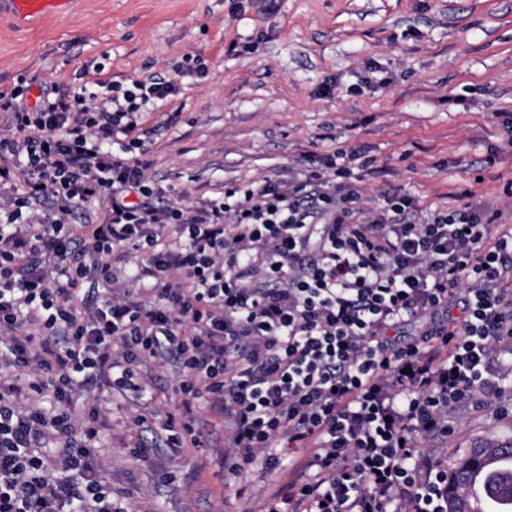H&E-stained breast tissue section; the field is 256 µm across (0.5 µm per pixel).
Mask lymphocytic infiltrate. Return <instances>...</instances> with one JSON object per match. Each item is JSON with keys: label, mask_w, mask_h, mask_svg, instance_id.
Masks as SVG:
<instances>
[{"label": "lymphocytic infiltrate", "mask_w": 512, "mask_h": 512, "mask_svg": "<svg viewBox=\"0 0 512 512\" xmlns=\"http://www.w3.org/2000/svg\"><path fill=\"white\" fill-rule=\"evenodd\" d=\"M136 81L122 97L41 89L29 110L0 92V186L27 177L0 225V512H125L101 476L98 410L78 392H146L133 367L179 365L168 414L177 448H205L194 411L224 420V468H279L304 449L265 512H448V470L425 440L447 436L456 404L512 381V225L465 205L422 212L393 192L367 211L337 154L320 167L226 190L206 209L155 205L138 112L174 93ZM60 203L38 224L23 210ZM106 203L98 224H70L77 203ZM130 248L150 300L113 289L105 256ZM101 258L92 270L84 255ZM52 394L51 407L40 404Z\"/></svg>", "instance_id": "lymphocytic-infiltrate-1"}]
</instances>
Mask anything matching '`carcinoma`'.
Instances as JSON below:
<instances>
[{
    "label": "carcinoma",
    "instance_id": "1",
    "mask_svg": "<svg viewBox=\"0 0 512 512\" xmlns=\"http://www.w3.org/2000/svg\"><path fill=\"white\" fill-rule=\"evenodd\" d=\"M500 457L512 459V439L470 448L453 459L448 466V512H473L469 490L474 476L481 470L488 497L508 503L509 507L502 512H512V466H491V462Z\"/></svg>",
    "mask_w": 512,
    "mask_h": 512
}]
</instances>
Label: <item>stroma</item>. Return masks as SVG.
Here are the masks:
<instances>
[{
    "label": "stroma",
    "instance_id": "1",
    "mask_svg": "<svg viewBox=\"0 0 512 512\" xmlns=\"http://www.w3.org/2000/svg\"><path fill=\"white\" fill-rule=\"evenodd\" d=\"M176 91L148 105L134 157L162 197L204 209L225 187L283 178L337 151L372 210L391 189L420 208L467 204L512 225V0H73L26 26L0 13V89L42 79L67 93L150 77ZM150 395L101 387L102 474L129 491L128 512H260L284 475L224 469V420L198 403L205 448H171L166 415L179 367L137 365ZM144 416L142 426L133 416ZM426 446L451 461L512 437V404L465 401ZM153 439L150 460L136 456Z\"/></svg>",
    "mask_w": 512,
    "mask_h": 512
}]
</instances>
